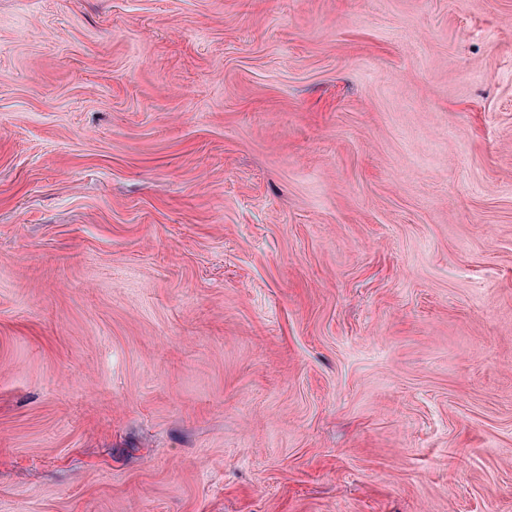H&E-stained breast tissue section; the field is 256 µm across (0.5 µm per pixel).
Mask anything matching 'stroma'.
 Wrapping results in <instances>:
<instances>
[{
  "instance_id": "stroma-1",
  "label": "stroma",
  "mask_w": 512,
  "mask_h": 512,
  "mask_svg": "<svg viewBox=\"0 0 512 512\" xmlns=\"http://www.w3.org/2000/svg\"><path fill=\"white\" fill-rule=\"evenodd\" d=\"M0 512H512V0H0Z\"/></svg>"
}]
</instances>
